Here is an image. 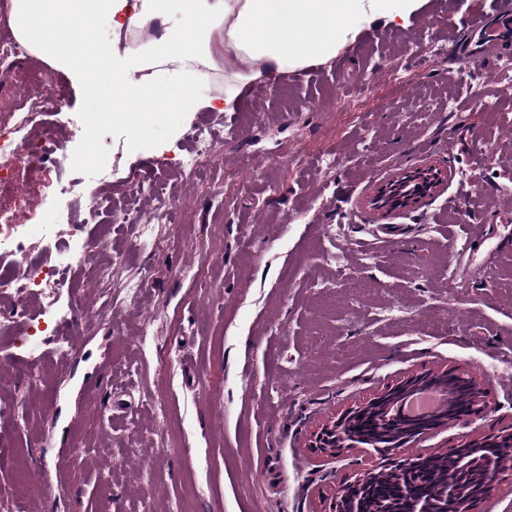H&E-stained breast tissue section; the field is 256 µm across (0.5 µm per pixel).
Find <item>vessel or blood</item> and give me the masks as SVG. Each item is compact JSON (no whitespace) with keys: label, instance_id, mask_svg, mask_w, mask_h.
Instances as JSON below:
<instances>
[{"label":"vessel or blood","instance_id":"b4317fda","mask_svg":"<svg viewBox=\"0 0 512 512\" xmlns=\"http://www.w3.org/2000/svg\"><path fill=\"white\" fill-rule=\"evenodd\" d=\"M468 26L471 40L452 49L458 61L472 62L497 54L512 43V0H489L485 10L470 17Z\"/></svg>","mask_w":512,"mask_h":512}]
</instances>
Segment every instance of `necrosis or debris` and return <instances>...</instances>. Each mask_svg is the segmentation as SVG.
Segmentation results:
<instances>
[{
	"label": "necrosis or debris",
	"instance_id": "necrosis-or-debris-1",
	"mask_svg": "<svg viewBox=\"0 0 512 512\" xmlns=\"http://www.w3.org/2000/svg\"><path fill=\"white\" fill-rule=\"evenodd\" d=\"M64 105L62 95L35 74L23 91L21 105L11 112L8 120H0V289L19 301L37 289L56 297L64 281L58 266L44 264L26 269L20 266L19 259L27 252L21 230L29 223L31 213L19 204L18 184H26L32 196L52 194L64 209L72 199H86L89 214L108 210L115 224L136 223L140 211L132 201L105 206L96 181L58 178L50 183L44 180L46 166L68 167V158L60 153L57 143L31 138L30 133L44 115L61 112ZM191 141L193 152L180 160L181 175L188 181L196 177L200 158L216 161L222 159L224 153L223 138L207 130L194 129ZM18 159L24 161V169L15 167Z\"/></svg>",
	"mask_w": 512,
	"mask_h": 512
}]
</instances>
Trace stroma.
I'll return each instance as SVG.
<instances>
[{"instance_id": "35a3bbf8", "label": "stroma", "mask_w": 512, "mask_h": 512, "mask_svg": "<svg viewBox=\"0 0 512 512\" xmlns=\"http://www.w3.org/2000/svg\"><path fill=\"white\" fill-rule=\"evenodd\" d=\"M482 6L421 0L408 23L365 24L313 77L262 75L231 112L159 113L160 164L109 112L80 122L87 94L68 72L32 54L0 64V115L31 74L56 85L66 110L33 135L62 143L73 177L95 142L112 159L101 193L113 202L129 183L165 180L193 127L220 132L233 163H203L176 187L174 224L145 213L118 228L105 211L55 224L54 197L39 201L26 260L64 265L67 314L29 296L38 326L0 338V512H325L381 459L319 456L311 430L429 369L469 371L488 406L408 455L512 429V96L500 92L512 46L475 63L449 54ZM429 163L448 171L439 195L387 215L365 206L374 184ZM461 210L487 227L476 245ZM90 243L114 279L138 284L136 303L97 289L79 262ZM107 304L111 317L78 315ZM24 481L37 498L17 494Z\"/></svg>"}]
</instances>
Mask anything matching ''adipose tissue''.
I'll return each mask as SVG.
<instances>
[{"mask_svg":"<svg viewBox=\"0 0 512 512\" xmlns=\"http://www.w3.org/2000/svg\"><path fill=\"white\" fill-rule=\"evenodd\" d=\"M421 0H12L10 25L39 58L75 75L90 96H98L104 76L112 78L114 119L127 122L153 158L164 155L152 144L144 118L164 110L195 112L206 107L234 111L238 98L256 79L243 60L261 69L288 71L335 59L364 24L407 21ZM179 13V24L159 38L128 49L121 58L100 53L96 42L62 40L61 23L93 30L109 18L113 30L141 26ZM224 52L231 76L219 100L202 101L195 86L204 67ZM135 115H127L128 104Z\"/></svg>","mask_w":512,"mask_h":512,"instance_id":"adipose-tissue-1","label":"adipose tissue"}]
</instances>
